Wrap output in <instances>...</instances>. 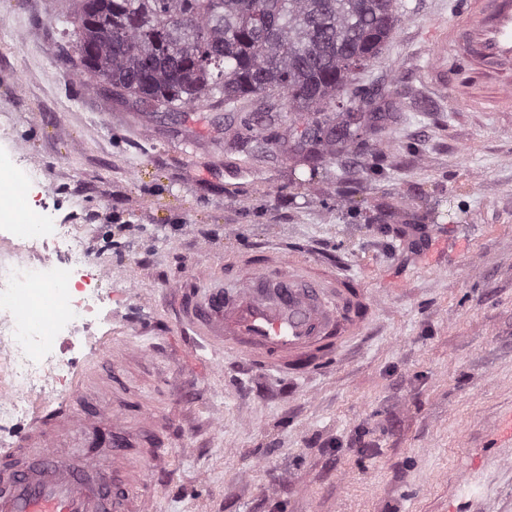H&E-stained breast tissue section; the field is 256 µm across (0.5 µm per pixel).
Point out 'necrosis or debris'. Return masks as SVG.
I'll list each match as a JSON object with an SVG mask.
<instances>
[{"label": "necrosis or debris", "instance_id": "1", "mask_svg": "<svg viewBox=\"0 0 512 512\" xmlns=\"http://www.w3.org/2000/svg\"><path fill=\"white\" fill-rule=\"evenodd\" d=\"M25 214L24 197L0 195V240L13 249L0 260V420L17 414L21 395L47 376L69 373L66 349L83 343L108 297V270L87 253L80 231ZM41 247L48 256L28 265L25 255Z\"/></svg>", "mask_w": 512, "mask_h": 512}]
</instances>
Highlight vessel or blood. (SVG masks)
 Wrapping results in <instances>:
<instances>
[{
	"instance_id": "obj_1",
	"label": "vessel or blood",
	"mask_w": 512,
	"mask_h": 512,
	"mask_svg": "<svg viewBox=\"0 0 512 512\" xmlns=\"http://www.w3.org/2000/svg\"><path fill=\"white\" fill-rule=\"evenodd\" d=\"M426 41L431 86L453 87L471 112H512V0H463L453 18L433 21ZM458 65L473 72V83H455ZM373 307L354 278L316 269L295 253L255 265L248 287L183 298L186 321L206 341L256 369L291 374L337 359L369 325ZM63 409L94 453L72 457L58 416L35 412L33 428L0 456L8 473L0 512H150L141 492L146 474L129 461L126 408L98 401L81 381ZM25 452L38 464L14 468Z\"/></svg>"
}]
</instances>
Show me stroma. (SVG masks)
Segmentation results:
<instances>
[{
    "label": "stroma",
    "instance_id": "obj_1",
    "mask_svg": "<svg viewBox=\"0 0 512 512\" xmlns=\"http://www.w3.org/2000/svg\"><path fill=\"white\" fill-rule=\"evenodd\" d=\"M399 2L358 77L385 117L369 171L230 147L220 106L135 111L68 70L69 0H0V152L32 211L89 230L112 268L66 380L0 423V448L109 369L167 445L154 512H512V112L467 111L423 78L424 36L461 0ZM267 247L342 264L376 298L339 360L253 372L183 328L176 284H239Z\"/></svg>",
    "mask_w": 512,
    "mask_h": 512
}]
</instances>
